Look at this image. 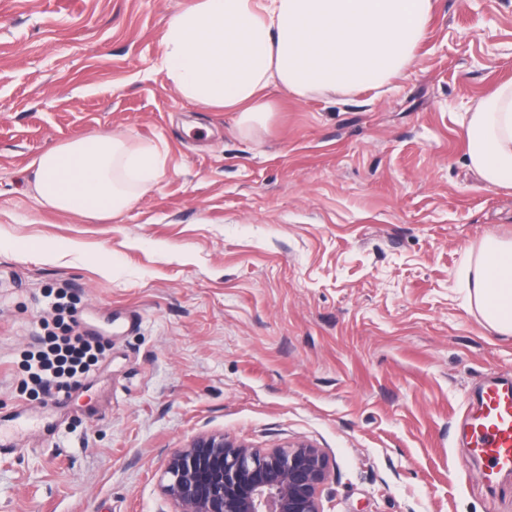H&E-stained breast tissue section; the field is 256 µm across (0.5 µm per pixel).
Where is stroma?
Wrapping results in <instances>:
<instances>
[{"instance_id":"35a3bbf8","label":"stroma","mask_w":512,"mask_h":512,"mask_svg":"<svg viewBox=\"0 0 512 512\" xmlns=\"http://www.w3.org/2000/svg\"><path fill=\"white\" fill-rule=\"evenodd\" d=\"M191 0H0V512H175L167 455L205 434L324 449L325 512H512L458 434L512 336L460 278L512 238L469 168L468 110L512 80V0H434L384 94L299 99L266 131L179 96L162 34ZM120 132L165 159L112 223L41 205L29 162ZM43 245L21 258V245ZM65 322L112 347L61 405L24 351Z\"/></svg>"}]
</instances>
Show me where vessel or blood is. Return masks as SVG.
Masks as SVG:
<instances>
[{
    "label": "vessel or blood",
    "mask_w": 512,
    "mask_h": 512,
    "mask_svg": "<svg viewBox=\"0 0 512 512\" xmlns=\"http://www.w3.org/2000/svg\"><path fill=\"white\" fill-rule=\"evenodd\" d=\"M461 430L471 456L490 463L486 481L512 470V380H488L462 419Z\"/></svg>",
    "instance_id": "1"
}]
</instances>
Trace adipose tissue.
<instances>
[{
  "label": "adipose tissue",
  "instance_id": "1",
  "mask_svg": "<svg viewBox=\"0 0 512 512\" xmlns=\"http://www.w3.org/2000/svg\"><path fill=\"white\" fill-rule=\"evenodd\" d=\"M433 0H195L169 21L161 66L175 91L204 109L233 113L250 135L269 123L267 92L300 99L379 89L418 59ZM470 168L494 187H512V81L467 114ZM30 189L51 209L112 221L164 172L151 148L112 133L71 140L32 162ZM462 275L470 306L487 328L512 336V239L488 238Z\"/></svg>",
  "mask_w": 512,
  "mask_h": 512
}]
</instances>
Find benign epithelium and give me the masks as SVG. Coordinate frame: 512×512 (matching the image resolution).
I'll return each instance as SVG.
<instances>
[{
  "mask_svg": "<svg viewBox=\"0 0 512 512\" xmlns=\"http://www.w3.org/2000/svg\"><path fill=\"white\" fill-rule=\"evenodd\" d=\"M328 459L298 443L269 452L204 435L172 451L164 492L176 512H324Z\"/></svg>",
  "mask_w": 512,
  "mask_h": 512,
  "instance_id": "benign-epithelium-1",
  "label": "benign epithelium"
}]
</instances>
